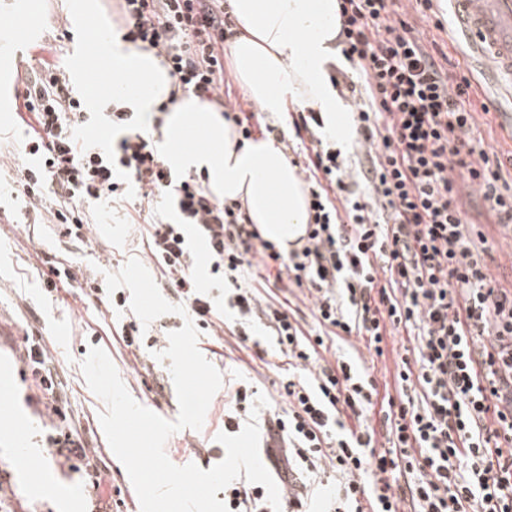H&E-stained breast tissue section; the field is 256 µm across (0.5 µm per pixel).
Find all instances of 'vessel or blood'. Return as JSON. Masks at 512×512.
I'll list each match as a JSON object with an SVG mask.
<instances>
[{
    "label": "vessel or blood",
    "instance_id": "obj_1",
    "mask_svg": "<svg viewBox=\"0 0 512 512\" xmlns=\"http://www.w3.org/2000/svg\"><path fill=\"white\" fill-rule=\"evenodd\" d=\"M458 35L488 80L512 98V0H448Z\"/></svg>",
    "mask_w": 512,
    "mask_h": 512
}]
</instances>
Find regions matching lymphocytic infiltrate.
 Listing matches in <instances>:
<instances>
[{"label": "lymphocytic infiltrate", "instance_id": "obj_1", "mask_svg": "<svg viewBox=\"0 0 512 512\" xmlns=\"http://www.w3.org/2000/svg\"><path fill=\"white\" fill-rule=\"evenodd\" d=\"M122 38L153 54L174 90L221 109L243 138L259 130L256 108L224 96V0H118ZM342 52L354 75L331 82L351 94L372 158L347 181L339 152L317 144L304 155L307 225L301 247L282 255L245 223L239 203L215 197L203 175H180L140 132L141 115L113 103L87 115L70 74L52 61L29 66L16 114L27 127L20 170L33 210L72 240L89 232L86 208L109 223L125 182L139 189L127 221L141 226L147 257L196 326L224 334L217 300L196 270L235 287L240 342L264 320L288 367V408L264 420L266 450L283 484L284 512H512V292L499 288L466 231L457 182L477 187L499 223H512V186L503 163L471 137L474 97L465 74L443 75L397 0H340ZM125 129L118 143L83 138L89 122ZM204 246L196 253L191 239ZM274 270L273 292L238 287L246 267ZM305 293L319 326L305 332L291 311ZM407 333L412 357L396 364L393 392L348 357L328 359L331 342L357 337L377 357ZM23 363L39 378L36 404L62 416L44 348ZM381 411L386 448L370 416ZM356 423L348 425L343 413ZM58 465L79 461L90 512H112L99 494L96 453L65 429L46 439Z\"/></svg>", "mask_w": 512, "mask_h": 512}]
</instances>
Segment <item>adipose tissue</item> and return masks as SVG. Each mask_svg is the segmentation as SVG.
<instances>
[{"label": "adipose tissue", "mask_w": 512, "mask_h": 512, "mask_svg": "<svg viewBox=\"0 0 512 512\" xmlns=\"http://www.w3.org/2000/svg\"><path fill=\"white\" fill-rule=\"evenodd\" d=\"M238 35L231 45L234 76L262 111L321 112L326 128L343 141L355 130L326 81L336 57L341 27L338 0H231ZM118 76L136 79L129 95L135 112H152L170 101L162 128L170 165L204 173L217 197L241 201L248 223L282 250L305 233V184L275 140L240 141L233 123L214 106L190 95L170 99L171 80L158 58L132 49L121 34L112 36ZM205 142L202 150L183 145L188 135Z\"/></svg>", "instance_id": "adipose-tissue-1"}]
</instances>
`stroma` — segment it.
<instances>
[{"mask_svg":"<svg viewBox=\"0 0 512 512\" xmlns=\"http://www.w3.org/2000/svg\"><path fill=\"white\" fill-rule=\"evenodd\" d=\"M68 0H0V366L13 369L10 390L0 396V477L5 478L9 501L0 503V512H86V499L72 495L85 477L60 468L47 457L43 444L50 428L32 397L33 378L25 372L18 355L27 341L45 345L65 394L62 409L66 424L74 428L87 447L97 453L102 478L110 485L107 494L112 512H141L140 503L126 470L111 450L100 425L104 402L88 387L81 368L92 343H99L112 359L125 386L141 405L166 420H175L179 410L171 379L169 361L154 353L168 346V334L180 326L174 314L158 319L156 347L139 350L124 346L121 329L132 318L129 307L106 310L97 294L86 288L47 292L41 272L48 263L65 258L81 267L85 275L104 280L106 273L118 272L133 257L144 258L145 249L137 225L116 213L113 223L99 224L90 242L63 238L53 224H35V215L19 190L17 173L26 159L22 154L27 130L15 114L10 93L20 86L24 67L4 64L7 56L22 59L52 54L62 67H70L71 52L78 43H87L100 30L111 29L118 17L115 0H102L100 17L75 16ZM408 18L422 33L426 43L447 54L451 64L468 73L478 86V99L486 111L475 114L474 134L482 138L486 150L507 156L512 153V136L499 123V113L512 110V99L482 76L469 51L454 31L453 16L439 5L425 8L409 0ZM69 21L71 36L56 41L55 19ZM460 201L475 222L476 231L486 238V262L499 287L512 290V225L497 223L485 212L479 193L462 189ZM257 346L241 354L238 339L225 334L220 345L199 337L201 353L222 373L224 379H242L263 393L271 406H283L280 396V361L275 344L256 327ZM407 334L395 336L392 353L375 357L362 342H337L342 353L368 369L377 383L392 381L395 353L408 345ZM224 429V395L216 393L201 430L184 429L169 437L165 452L177 466L190 463L209 470L225 457L216 436ZM28 461H21V454Z\"/></svg>","mask_w":512,"mask_h":512,"instance_id":"stroma-1","label":"stroma"}]
</instances>
